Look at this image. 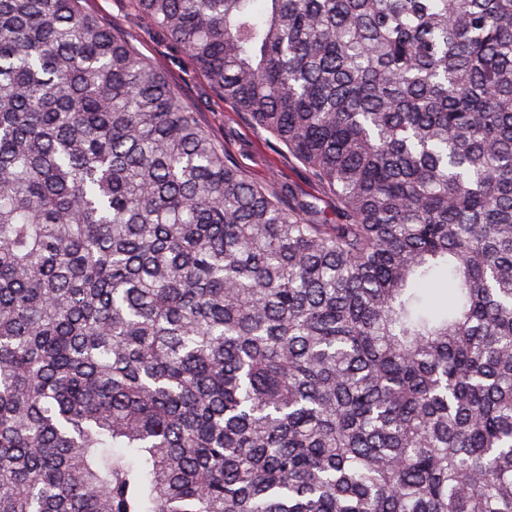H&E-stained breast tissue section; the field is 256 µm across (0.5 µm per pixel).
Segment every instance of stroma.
I'll use <instances>...</instances> for the list:
<instances>
[{
    "label": "stroma",
    "mask_w": 512,
    "mask_h": 512,
    "mask_svg": "<svg viewBox=\"0 0 512 512\" xmlns=\"http://www.w3.org/2000/svg\"><path fill=\"white\" fill-rule=\"evenodd\" d=\"M88 7L127 36L143 57L164 70L185 104L196 112L200 123L248 178L258 183L276 180L295 201L333 213L335 199L308 176L299 161L289 156L287 148L255 125L236 103L217 93L173 47L167 35L133 8L131 0H89Z\"/></svg>",
    "instance_id": "35a3bbf8"
}]
</instances>
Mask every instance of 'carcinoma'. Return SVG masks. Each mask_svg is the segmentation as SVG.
<instances>
[{
  "label": "carcinoma",
  "mask_w": 512,
  "mask_h": 512,
  "mask_svg": "<svg viewBox=\"0 0 512 512\" xmlns=\"http://www.w3.org/2000/svg\"><path fill=\"white\" fill-rule=\"evenodd\" d=\"M132 2L335 217L0 0V512H512V0Z\"/></svg>",
  "instance_id": "1"
}]
</instances>
